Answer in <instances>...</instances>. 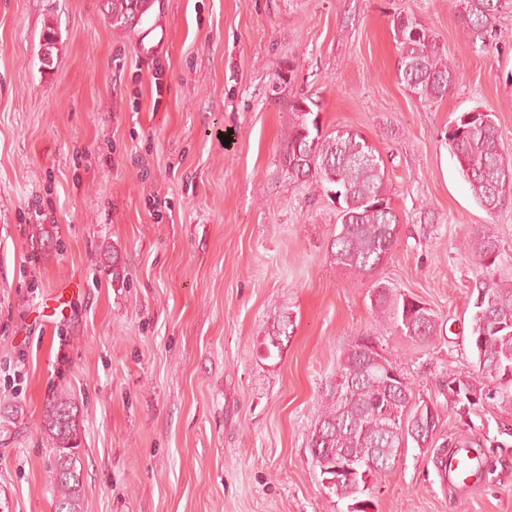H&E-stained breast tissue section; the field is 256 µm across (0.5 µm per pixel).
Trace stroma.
<instances>
[{"mask_svg":"<svg viewBox=\"0 0 512 512\" xmlns=\"http://www.w3.org/2000/svg\"><path fill=\"white\" fill-rule=\"evenodd\" d=\"M400 14L459 74L427 106L398 79ZM298 96L382 153L400 227L377 276L437 313L433 341L401 336L370 280L336 267L338 200L283 162ZM476 107L512 155V0L485 47L450 0H154L136 32L102 0H0V408L18 410L0 512H53L45 409L61 395L83 512H348L308 448L344 350L374 337L437 400L475 368L478 289L512 285V205L483 210L444 140ZM475 224L499 237L491 267L466 244ZM472 422L445 413L439 432L496 440L481 480L456 487L436 448L411 446L366 512H512V412Z\"/></svg>","mask_w":512,"mask_h":512,"instance_id":"35a3bbf8","label":"stroma"}]
</instances>
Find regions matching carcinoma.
Masks as SVG:
<instances>
[{"label": "carcinoma", "instance_id": "carcinoma-1", "mask_svg": "<svg viewBox=\"0 0 512 512\" xmlns=\"http://www.w3.org/2000/svg\"><path fill=\"white\" fill-rule=\"evenodd\" d=\"M151 0H105L112 25L136 31L151 9ZM464 27L481 39L496 33L502 0H455ZM398 50V76L413 96L427 104L443 98L458 80L431 30L412 17L393 19ZM289 102L294 122L283 152V163L299 177H314L329 185L340 203V228L331 243L340 269L371 277L386 261L397 240L399 217L390 204L391 187L382 154L354 130L324 132L313 110ZM463 179L475 201L489 212L512 204V159L503 150L496 115L476 110L455 118V131L445 135ZM468 248L485 267L495 264L500 242L492 229L477 225ZM374 308L386 315L400 333L428 342L440 333L441 322L431 309L407 303V295L381 281L372 285ZM290 321L277 320L264 342L267 355L280 349ZM470 340L476 369L448 376L441 395L460 423L486 406L512 410V288L478 291L471 318ZM397 366L386 355L375 359L356 346L340 357L336 378L323 392L320 411L310 431L308 447L322 478L336 477V463L346 453L362 459L369 448L393 452L416 444L402 425L406 404L413 401L411 385L388 376ZM74 407L66 397L50 399L45 431L53 445L54 512H81L80 472L74 464L78 447Z\"/></svg>", "mask_w": 512, "mask_h": 512}]
</instances>
